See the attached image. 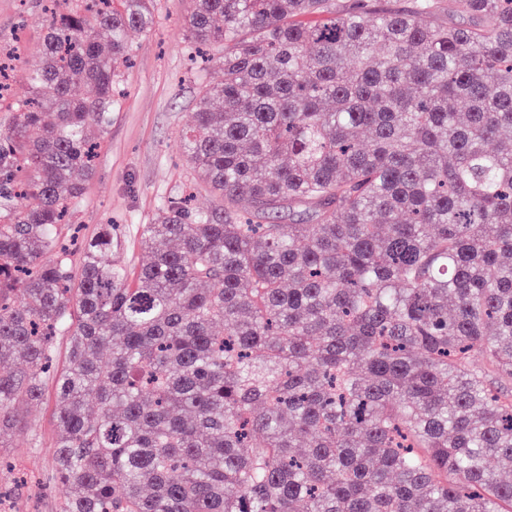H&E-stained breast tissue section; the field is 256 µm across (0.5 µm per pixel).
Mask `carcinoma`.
<instances>
[{"instance_id": "cac0c4a2", "label": "carcinoma", "mask_w": 512, "mask_h": 512, "mask_svg": "<svg viewBox=\"0 0 512 512\" xmlns=\"http://www.w3.org/2000/svg\"><path fill=\"white\" fill-rule=\"evenodd\" d=\"M68 2L0 131V436L54 381L59 512H512V0H190L219 204L138 270L61 225L155 0Z\"/></svg>"}]
</instances>
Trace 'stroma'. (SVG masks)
<instances>
[{
	"mask_svg": "<svg viewBox=\"0 0 512 512\" xmlns=\"http://www.w3.org/2000/svg\"><path fill=\"white\" fill-rule=\"evenodd\" d=\"M44 6L45 0H0V36L9 35L16 23L24 25L20 57L26 67L41 63L49 17ZM187 7V0H159L156 27L133 34L135 59L124 71L112 127L87 184L86 201L74 216L85 235L113 225L114 255L131 267L146 259L141 227L152 222L161 199L192 183L196 207L216 204L178 148L201 85L221 78L213 62L192 60L183 26ZM55 405V389L47 387L39 403L26 407L22 430L0 439V454L17 463L0 469V492L11 494L13 512H57L69 494L65 484L47 479L57 438Z\"/></svg>",
	"mask_w": 512,
	"mask_h": 512,
	"instance_id": "1",
	"label": "stroma"
}]
</instances>
